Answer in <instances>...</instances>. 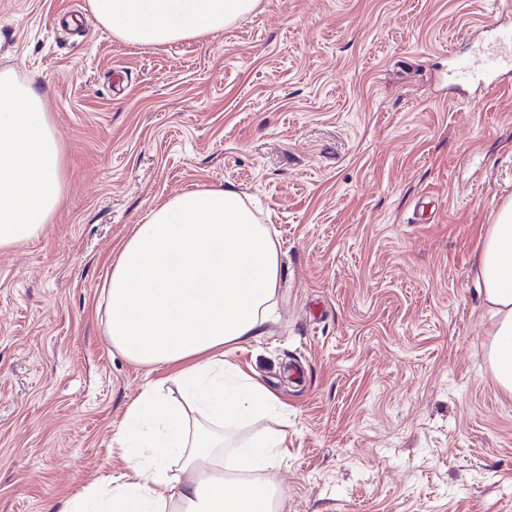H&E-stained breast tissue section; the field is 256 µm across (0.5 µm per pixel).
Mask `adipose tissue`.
<instances>
[{
    "label": "adipose tissue",
    "instance_id": "adipose-tissue-1",
    "mask_svg": "<svg viewBox=\"0 0 512 512\" xmlns=\"http://www.w3.org/2000/svg\"><path fill=\"white\" fill-rule=\"evenodd\" d=\"M131 44L224 29L258 0H90ZM63 191L62 150L43 97L0 77V248L38 238ZM473 264L493 319L488 365L512 395V201L481 235ZM281 282V248L236 188L159 202L119 247L104 284L106 334L140 365L167 368L128 406L117 441L127 471L60 498L53 512H278V435L225 453L232 425L279 398L224 358L262 336ZM194 470L174 482L172 465Z\"/></svg>",
    "mask_w": 512,
    "mask_h": 512
}]
</instances>
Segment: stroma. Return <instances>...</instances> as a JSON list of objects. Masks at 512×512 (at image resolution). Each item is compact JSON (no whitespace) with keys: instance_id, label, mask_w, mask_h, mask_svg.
I'll use <instances>...</instances> for the list:
<instances>
[{"instance_id":"35a3bbf8","label":"stroma","mask_w":512,"mask_h":512,"mask_svg":"<svg viewBox=\"0 0 512 512\" xmlns=\"http://www.w3.org/2000/svg\"><path fill=\"white\" fill-rule=\"evenodd\" d=\"M512 0H259L159 46L89 0H0V73L45 99L64 196L0 249V512L125 472V411L162 368L105 333L134 225L196 187L248 195L281 247L275 319L227 360L281 401V512H512V397L487 363L484 225L512 200V72L452 59Z\"/></svg>"}]
</instances>
